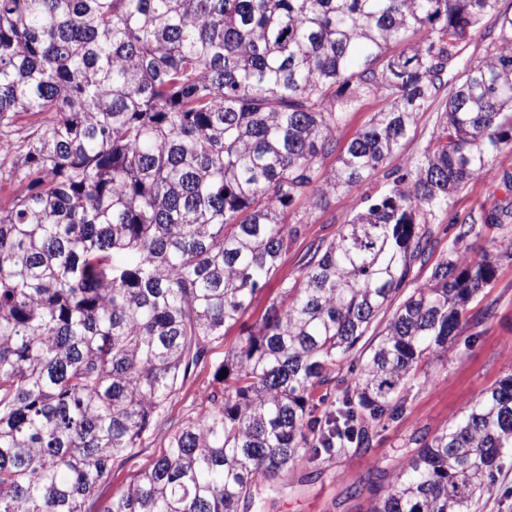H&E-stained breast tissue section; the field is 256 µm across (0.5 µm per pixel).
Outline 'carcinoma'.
Masks as SVG:
<instances>
[{
	"instance_id": "carcinoma-1",
	"label": "carcinoma",
	"mask_w": 512,
	"mask_h": 512,
	"mask_svg": "<svg viewBox=\"0 0 512 512\" xmlns=\"http://www.w3.org/2000/svg\"><path fill=\"white\" fill-rule=\"evenodd\" d=\"M486 17L491 48L465 62ZM372 95L386 107L317 178ZM434 104L435 143L241 325L206 410L105 512H258L260 483L403 414L418 362L448 349L496 275L499 254L455 245L512 223L511 201L453 217L454 247L410 287L428 217L512 143V14L500 0H0V512H91L300 234L288 208L359 189ZM345 367L354 385L317 428L312 392ZM414 444L370 512H475L512 454V373Z\"/></svg>"
}]
</instances>
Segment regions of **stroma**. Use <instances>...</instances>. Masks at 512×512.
I'll list each match as a JSON object with an SVG mask.
<instances>
[{
	"instance_id": "obj_1",
	"label": "stroma",
	"mask_w": 512,
	"mask_h": 512,
	"mask_svg": "<svg viewBox=\"0 0 512 512\" xmlns=\"http://www.w3.org/2000/svg\"><path fill=\"white\" fill-rule=\"evenodd\" d=\"M439 114L420 113L412 137L407 140L393 167H406L421 157L439 131ZM512 145L490 157L485 171L471 179L450 199L446 210L430 220L433 237L426 263L416 266L413 276L424 282L435 263L448 253L453 238L452 215L490 209L503 200L512 201ZM387 188L383 172H376L360 189L330 195L325 206L300 200L289 209L291 219L301 220L302 233L282 255L277 272L269 279L245 317L246 323L261 319L266 308L282 296L285 285L294 283L312 245L336 237L343 224L364 211L371 199ZM240 326L227 327L222 339L209 345L204 359L193 367L168 399L155 428L132 455L112 470V481L104 486L92 512H105L113 496L120 494L160 454L166 433L187 418L202 413L203 391L213 383V370L237 345ZM512 259H502L488 288L472 299L462 317L460 335L441 359L422 360L406 394L407 405L398 419L371 430L370 444L342 454H321L312 462L288 469L275 489L265 491L262 512H369L376 499L391 484L399 466L420 434L435 435L455 422L462 409L482 392L512 373Z\"/></svg>"
}]
</instances>
